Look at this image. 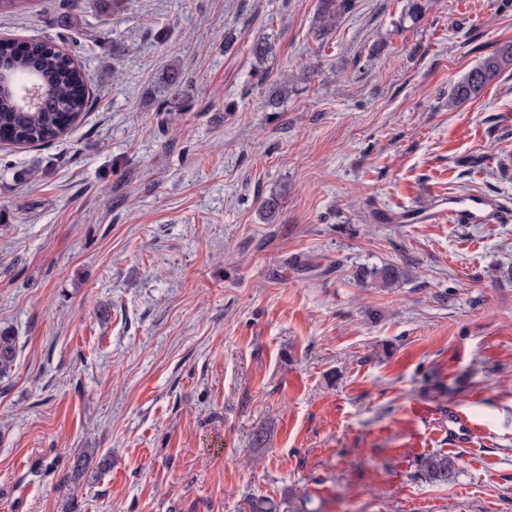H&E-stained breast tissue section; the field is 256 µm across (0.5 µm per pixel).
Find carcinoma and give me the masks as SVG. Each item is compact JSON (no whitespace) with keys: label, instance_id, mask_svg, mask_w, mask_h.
I'll list each match as a JSON object with an SVG mask.
<instances>
[{"label":"carcinoma","instance_id":"carcinoma-1","mask_svg":"<svg viewBox=\"0 0 512 512\" xmlns=\"http://www.w3.org/2000/svg\"><path fill=\"white\" fill-rule=\"evenodd\" d=\"M351 0H320L316 23L317 31L327 35L336 30L352 9ZM0 61L8 63L22 75L39 79L37 106L22 107L17 97L7 88L0 89V135L11 145H43L62 137L91 107L87 92L86 75L82 67L55 43L32 39L24 51H17L15 41L0 39ZM512 68V44H505L481 60L452 88L448 95V108L453 109L478 97L485 87L501 73ZM305 78L300 74L291 80L275 83L268 104L279 105L288 95V83ZM400 268L362 266L357 268V279L371 288L388 289L402 278ZM16 337L0 331V380L10 377L17 359ZM458 473V459L436 453L418 460L416 475L429 483L447 484ZM310 499L288 490L279 501L268 497L244 498L241 512H315L309 508Z\"/></svg>","mask_w":512,"mask_h":512}]
</instances>
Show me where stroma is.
<instances>
[{
    "mask_svg": "<svg viewBox=\"0 0 512 512\" xmlns=\"http://www.w3.org/2000/svg\"><path fill=\"white\" fill-rule=\"evenodd\" d=\"M317 2L0 6V37L53 41L93 102L0 147V512H238L289 487L319 512H512V221L420 219L452 195L512 212V69L448 107L512 43V0L416 22L353 0L325 36ZM385 264L395 288L357 281ZM90 448L104 474L74 472ZM436 452L451 483L414 476ZM512 68V44H505L493 53L484 56L452 88L448 95L449 109L478 97L485 87L498 78L501 73ZM18 347L15 336L0 331V380L9 378L17 359Z\"/></svg>",
    "mask_w": 512,
    "mask_h": 512,
    "instance_id": "stroma-1",
    "label": "stroma"
}]
</instances>
